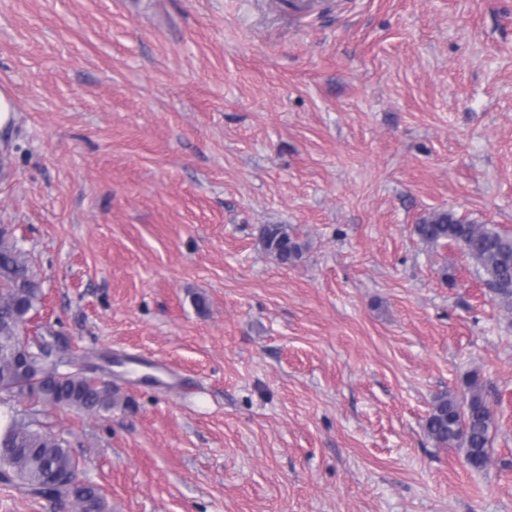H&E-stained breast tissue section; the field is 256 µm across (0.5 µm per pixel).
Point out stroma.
<instances>
[{"mask_svg":"<svg viewBox=\"0 0 512 512\" xmlns=\"http://www.w3.org/2000/svg\"><path fill=\"white\" fill-rule=\"evenodd\" d=\"M2 89L28 334L124 399L38 418L109 512H512V312L414 231L512 233V0H0ZM474 373L480 471L423 429ZM259 241L262 249L282 265L295 263L306 249L287 224L262 225Z\"/></svg>","mask_w":512,"mask_h":512,"instance_id":"obj_1","label":"stroma"}]
</instances>
